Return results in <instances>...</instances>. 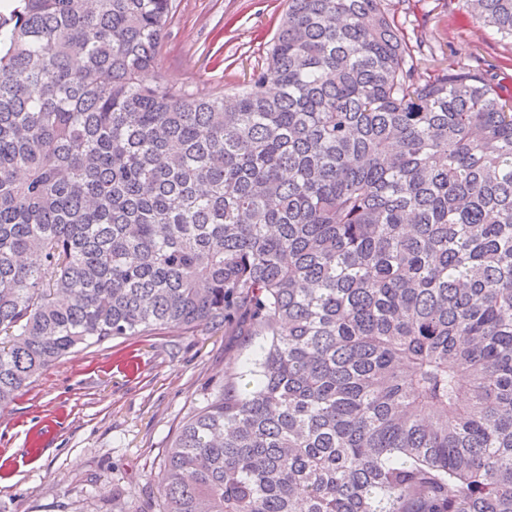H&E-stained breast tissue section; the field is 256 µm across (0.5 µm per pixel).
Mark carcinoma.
I'll list each match as a JSON object with an SVG mask.
<instances>
[{
	"label": "carcinoma",
	"instance_id": "cac0c4a2",
	"mask_svg": "<svg viewBox=\"0 0 512 512\" xmlns=\"http://www.w3.org/2000/svg\"><path fill=\"white\" fill-rule=\"evenodd\" d=\"M512 38V0H468ZM173 0L0 12V408L72 349L265 336L154 512H512V76L389 0H288L229 93L143 72Z\"/></svg>",
	"mask_w": 512,
	"mask_h": 512
}]
</instances>
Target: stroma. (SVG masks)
Wrapping results in <instances>:
<instances>
[{
	"mask_svg": "<svg viewBox=\"0 0 512 512\" xmlns=\"http://www.w3.org/2000/svg\"><path fill=\"white\" fill-rule=\"evenodd\" d=\"M286 0H179L158 57L161 75L199 91L234 88L264 65ZM409 44L431 70L481 63L512 75V41L473 20L467 0H401ZM266 345L202 327L80 346L0 409V512H139L182 422L224 382L254 383Z\"/></svg>",
	"mask_w": 512,
	"mask_h": 512,
	"instance_id": "35a3bbf8",
	"label": "stroma"
}]
</instances>
